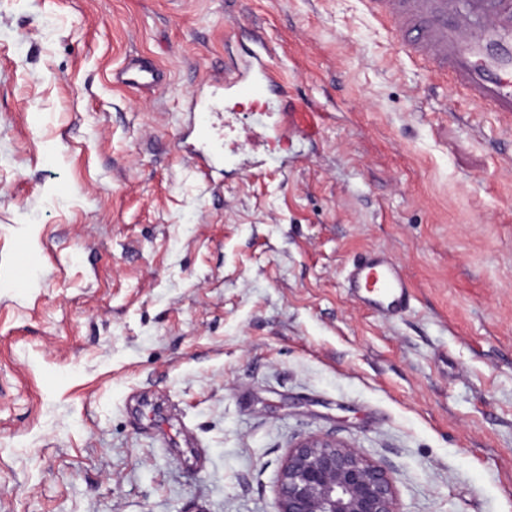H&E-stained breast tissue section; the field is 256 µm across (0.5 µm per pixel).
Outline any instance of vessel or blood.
Listing matches in <instances>:
<instances>
[{
  "mask_svg": "<svg viewBox=\"0 0 512 512\" xmlns=\"http://www.w3.org/2000/svg\"><path fill=\"white\" fill-rule=\"evenodd\" d=\"M369 12L395 33L401 51L424 61L432 78L447 81L491 112L512 114V0H365ZM123 83L151 88L162 81L159 70L127 62L118 72ZM225 95L263 99L285 96L275 77L270 52L255 55L246 70L224 77ZM289 128L317 137L326 115L318 109L288 106ZM349 293L367 307L403 313L410 292L393 262L373 252L346 275Z\"/></svg>",
  "mask_w": 512,
  "mask_h": 512,
  "instance_id": "b4317fda",
  "label": "vessel or blood"
}]
</instances>
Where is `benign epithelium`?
<instances>
[{
    "instance_id": "1",
    "label": "benign epithelium",
    "mask_w": 512,
    "mask_h": 512,
    "mask_svg": "<svg viewBox=\"0 0 512 512\" xmlns=\"http://www.w3.org/2000/svg\"><path fill=\"white\" fill-rule=\"evenodd\" d=\"M276 512H400L388 470L360 449L311 436L288 448Z\"/></svg>"
}]
</instances>
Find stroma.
Segmentation results:
<instances>
[{"mask_svg": "<svg viewBox=\"0 0 512 512\" xmlns=\"http://www.w3.org/2000/svg\"><path fill=\"white\" fill-rule=\"evenodd\" d=\"M263 43L320 137L225 97ZM373 251L402 317L345 288ZM308 435L512 512V119L362 0H0V512H275ZM118 79L123 83L134 85L139 88H151L162 81V73L159 70H147L139 62H127L118 72Z\"/></svg>", "mask_w": 512, "mask_h": 512, "instance_id": "obj_1", "label": "stroma"}]
</instances>
